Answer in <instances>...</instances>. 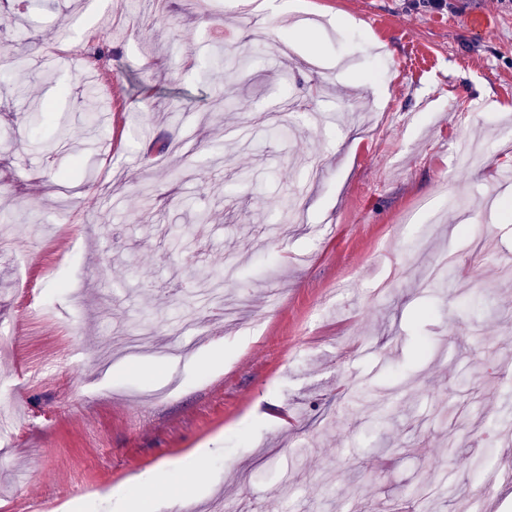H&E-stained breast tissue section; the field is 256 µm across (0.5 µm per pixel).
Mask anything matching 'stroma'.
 Segmentation results:
<instances>
[{"label": "stroma", "instance_id": "35a3bbf8", "mask_svg": "<svg viewBox=\"0 0 512 512\" xmlns=\"http://www.w3.org/2000/svg\"><path fill=\"white\" fill-rule=\"evenodd\" d=\"M276 2L0 5V512H512V0Z\"/></svg>", "mask_w": 512, "mask_h": 512}]
</instances>
